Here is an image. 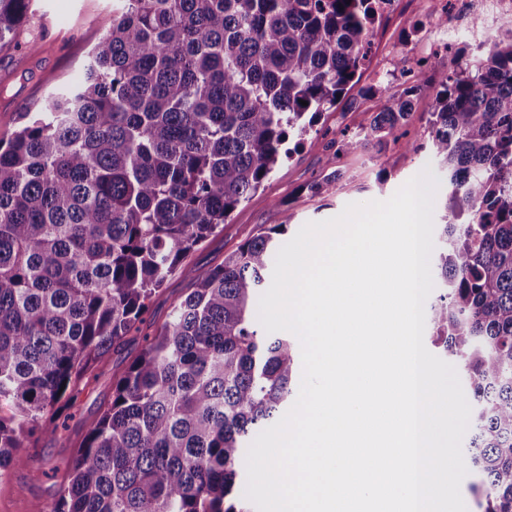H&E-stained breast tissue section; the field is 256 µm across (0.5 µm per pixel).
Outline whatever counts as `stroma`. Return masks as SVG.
I'll list each match as a JSON object with an SVG mask.
<instances>
[{
	"label": "stroma",
	"instance_id": "1",
	"mask_svg": "<svg viewBox=\"0 0 512 512\" xmlns=\"http://www.w3.org/2000/svg\"><path fill=\"white\" fill-rule=\"evenodd\" d=\"M450 6V0H394L391 11L378 16L371 28L368 57L353 87L336 106L316 116L309 133L292 145L269 179L188 256V266L206 272L260 229L275 224L287 225L293 236L306 223L339 215L347 204L387 200L427 167L439 180L433 216L441 218L448 175L427 147L433 91L414 94L404 138L354 151L342 150L340 144L368 133L378 104L368 94L369 86L381 83L398 93L408 87L409 74L426 62L440 60L443 73L450 64L468 63L477 41L460 36L458 52L451 56L438 39V20ZM111 11L112 0H30L14 41L0 46V138L18 129L22 113L40 111L53 92L80 80L87 54L104 35V19ZM411 141L421 143V151H410ZM336 170L342 177L327 193L310 192V185ZM192 287V280L182 274L169 277L149 302L146 317L153 327L168 321L174 304ZM141 348L138 335L128 336L94 367L55 423L27 438L20 463L0 479V512H48L76 448Z\"/></svg>",
	"mask_w": 512,
	"mask_h": 512
}]
</instances>
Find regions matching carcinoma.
Here are the masks:
<instances>
[{"label":"carcinoma","mask_w":512,"mask_h":512,"mask_svg":"<svg viewBox=\"0 0 512 512\" xmlns=\"http://www.w3.org/2000/svg\"><path fill=\"white\" fill-rule=\"evenodd\" d=\"M29 2L0 0V45ZM116 2L79 82L0 139V478L178 271L193 288L143 336L49 512H250L243 450L296 378L295 341L252 316L288 225L205 273L183 260L343 96L377 0ZM431 86L451 191L426 317L476 407L463 457L479 512H512V37L436 81L420 70L415 90ZM376 94L381 144L412 103Z\"/></svg>","instance_id":"cac0c4a2"}]
</instances>
